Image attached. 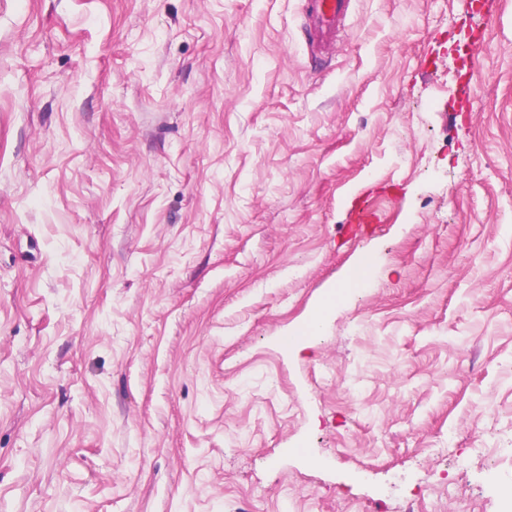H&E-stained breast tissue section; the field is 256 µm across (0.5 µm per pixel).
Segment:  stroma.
<instances>
[{"mask_svg": "<svg viewBox=\"0 0 512 512\" xmlns=\"http://www.w3.org/2000/svg\"><path fill=\"white\" fill-rule=\"evenodd\" d=\"M301 25L0 0V512H512V0Z\"/></svg>", "mask_w": 512, "mask_h": 512, "instance_id": "obj_1", "label": "stroma"}]
</instances>
